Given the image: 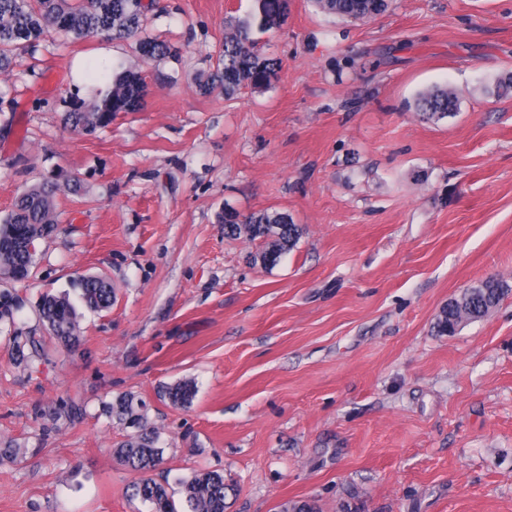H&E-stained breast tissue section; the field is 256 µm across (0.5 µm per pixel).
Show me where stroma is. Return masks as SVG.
<instances>
[{"label": "stroma", "instance_id": "obj_1", "mask_svg": "<svg viewBox=\"0 0 512 512\" xmlns=\"http://www.w3.org/2000/svg\"><path fill=\"white\" fill-rule=\"evenodd\" d=\"M148 31L172 55L143 62L133 41L47 33L0 88L15 133L0 136V215L62 170V228L42 241L24 307L0 325V512H148L112 454L125 431L105 403L145 401L162 450L154 478L179 492L202 471L234 487L226 512H512V290L455 335L440 308L490 276L512 286V0H391L365 22L288 0L256 33L280 59L271 86L233 99L193 79L214 64L224 22L254 0H160ZM144 71L142 111L91 135L67 130L86 97L73 63ZM449 85L460 110L433 125L416 94ZM288 212L304 233L275 268L259 242L225 237L217 214ZM116 301L84 312L66 354L29 366L14 335L40 334L36 304L81 274ZM194 380L193 404L160 385ZM80 408L75 420L53 409Z\"/></svg>", "mask_w": 512, "mask_h": 512}]
</instances>
